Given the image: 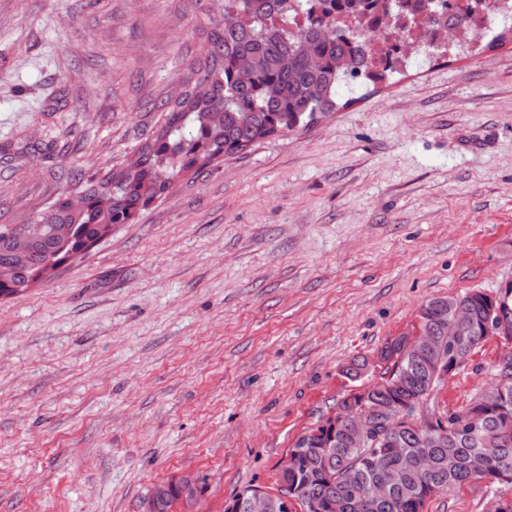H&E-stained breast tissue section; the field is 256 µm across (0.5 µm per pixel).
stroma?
<instances>
[{"instance_id":"obj_1","label":"stroma","mask_w":512,"mask_h":512,"mask_svg":"<svg viewBox=\"0 0 512 512\" xmlns=\"http://www.w3.org/2000/svg\"><path fill=\"white\" fill-rule=\"evenodd\" d=\"M222 0H0V224L123 167L205 63ZM184 172L47 282L0 298V512L193 509L277 492L297 438L422 302L512 283V41L340 94ZM491 337L430 403L496 380ZM478 481L425 512H488Z\"/></svg>"}]
</instances>
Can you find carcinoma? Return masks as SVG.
I'll use <instances>...</instances> for the list:
<instances>
[{
	"mask_svg": "<svg viewBox=\"0 0 512 512\" xmlns=\"http://www.w3.org/2000/svg\"><path fill=\"white\" fill-rule=\"evenodd\" d=\"M389 0H224L221 19L212 23L207 40L208 63L191 91L174 103L164 126L139 150L134 168H120L81 189L84 205L72 208L68 197H60L34 223L42 225V239L24 260L5 268L8 235L25 225L0 224V291L20 293L50 263L77 253L110 226L125 224L167 186L154 183L155 165L166 161L177 176L212 160L231 155L271 136L309 126L336 110L338 89L357 78L358 44L362 38L390 37L376 32L382 17L415 11L416 0H405L400 9L389 8ZM305 12L307 25L297 32L277 31L266 20L273 15L288 23V11ZM352 15L357 29L336 26V17ZM251 60L247 80L237 75L238 63ZM72 228L71 241L60 251L55 229ZM459 304L473 313L470 339L461 342L448 335V320ZM420 328L438 337L434 351L422 358H404L397 345L400 337L378 351L386 364L380 381L369 386L366 406L380 408L381 424L393 421L395 410L408 403L413 410L427 407L430 397L444 380L434 377L437 363L462 367L471 352L491 334L485 327L503 326L512 332V288L501 289L491 298L480 290L463 295L432 298L417 311ZM497 378L506 397L488 406L481 396L452 412H434L417 423H401L392 429L396 440L382 436L356 447L349 443L345 427L321 420L305 431L292 446L298 451L296 473L288 494L299 502L315 501L323 512H424L433 497L449 494L474 481L485 479L501 494L512 488V361L498 363ZM445 432L432 449V466L420 470L415 449L431 428ZM489 459L484 477L474 475L473 457ZM388 466L402 472L399 484L377 499L348 486L356 478L373 486Z\"/></svg>",
	"mask_w": 512,
	"mask_h": 512,
	"instance_id": "1",
	"label": "carcinoma"
}]
</instances>
